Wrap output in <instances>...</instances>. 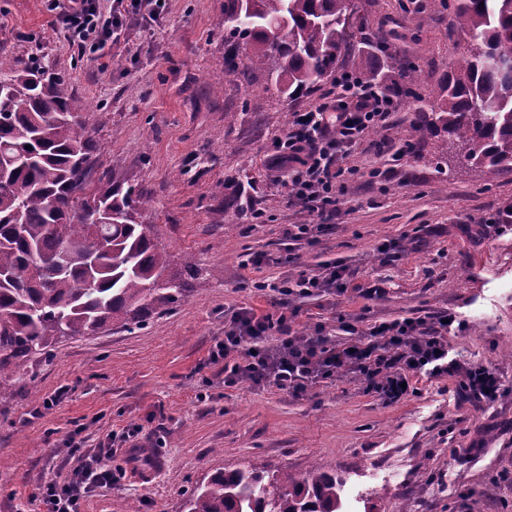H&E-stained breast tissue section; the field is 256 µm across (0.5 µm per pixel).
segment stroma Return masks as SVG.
Returning a JSON list of instances; mask_svg holds the SVG:
<instances>
[{
    "mask_svg": "<svg viewBox=\"0 0 512 512\" xmlns=\"http://www.w3.org/2000/svg\"><path fill=\"white\" fill-rule=\"evenodd\" d=\"M153 29L133 25L105 50L107 71L69 47L44 0H0V56L39 59L69 78L87 107L82 120L98 141L104 167H117L146 191L144 217L173 271L185 257L199 269L195 291L145 326L56 345L0 396V512H40L31 498L48 479L68 482L80 461L71 441L89 452L113 435L143 429L164 440L149 467L123 453L104 457L126 475L114 489L86 493L81 512H183L191 489L220 468L262 464L303 476L322 464L344 481L347 512H512V393L475 409L455 406V381H422L421 392L382 406L345 377L295 398L276 389L225 387L208 361L224 336L226 314L269 310L258 278L288 272L279 263L283 229L305 224L282 182L268 171V145L285 128L281 115L319 102L330 84L291 100L265 80L228 81L223 74L224 0H166ZM356 45L377 47L378 72L399 90V70L413 63L418 96H435L444 74L469 43L454 25L456 0H352ZM415 98L402 97L389 127L372 132L344 161L356 173L347 185L336 229L301 249L298 266L342 261L364 281L380 274L379 242L397 241L403 256L389 272L388 292L367 301L350 291L301 303L295 327L325 323L337 342L340 318L382 322L449 312L463 329L449 337V355L512 381V224L488 223L512 207V172L487 177L460 158L445 133L404 150ZM232 122H225V113ZM267 124L258 136L255 117ZM390 178L371 177L372 168ZM250 176L265 221L232 212L233 231L217 224L224 184ZM264 252L272 264L247 263ZM54 398L44 408L45 398Z\"/></svg>",
    "mask_w": 512,
    "mask_h": 512,
    "instance_id": "1",
    "label": "stroma"
}]
</instances>
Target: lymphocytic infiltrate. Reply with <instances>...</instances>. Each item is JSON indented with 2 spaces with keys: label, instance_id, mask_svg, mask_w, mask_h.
<instances>
[{
  "label": "lymphocytic infiltrate",
  "instance_id": "1",
  "mask_svg": "<svg viewBox=\"0 0 512 512\" xmlns=\"http://www.w3.org/2000/svg\"><path fill=\"white\" fill-rule=\"evenodd\" d=\"M166 0H112L102 12L99 0H46L80 56L96 61L118 31L135 23L151 27L163 16ZM390 95L357 72H337L333 91L312 109L294 113L291 124L275 139L267 153L271 171L285 174L292 201L311 215L307 224H291L284 231L289 247L315 246L332 228L347 191L342 161L361 145L370 130L386 127L396 112ZM387 277L361 284L355 272L341 263H326L317 271L299 270L257 281L256 288L272 294V309L257 313L244 308L224 322V338L209 355L210 363H223L224 384L271 386L300 397L312 386L335 376H352L383 406L418 394L421 377L456 378L460 400L480 408L495 402L506 390L502 378L486 368L470 369L448 357L451 324L441 316L405 318L362 326L346 321L342 330L352 335L350 346H337L325 325L311 332L294 331L298 301L326 292L344 295L355 289L374 300L386 292ZM120 472L102 465L99 455L84 457L66 484L46 481L35 499L43 512H81L84 494L93 488H113Z\"/></svg>",
  "mask_w": 512,
  "mask_h": 512
}]
</instances>
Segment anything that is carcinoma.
I'll return each instance as SVG.
<instances>
[{"instance_id": "obj_1", "label": "carcinoma", "mask_w": 512, "mask_h": 512, "mask_svg": "<svg viewBox=\"0 0 512 512\" xmlns=\"http://www.w3.org/2000/svg\"><path fill=\"white\" fill-rule=\"evenodd\" d=\"M352 0H224V75L258 76L288 99L332 78L351 50ZM471 53L432 99L416 97L405 145L442 131L463 159L512 171V0H457ZM84 103L50 67L0 57V394L36 358L107 326L133 330L195 290L142 220L144 189L100 170ZM251 204L244 182L224 210ZM99 225L95 238L91 225ZM343 481L315 465L301 478L263 466L219 469L190 491L184 512H344Z\"/></svg>"}]
</instances>
